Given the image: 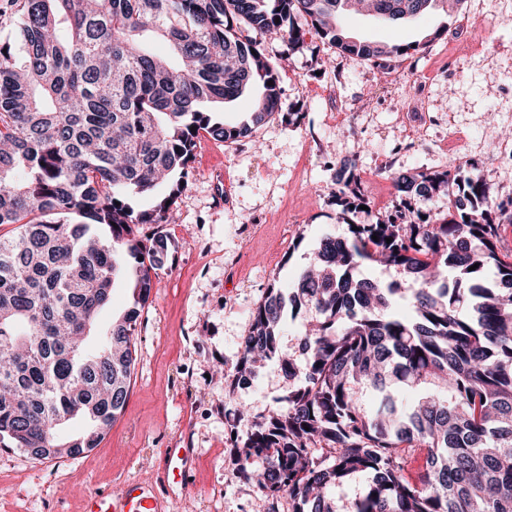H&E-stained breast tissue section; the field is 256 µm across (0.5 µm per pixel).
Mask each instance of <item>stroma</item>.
Masks as SVG:
<instances>
[{
  "instance_id": "35a3bbf8",
  "label": "stroma",
  "mask_w": 512,
  "mask_h": 512,
  "mask_svg": "<svg viewBox=\"0 0 512 512\" xmlns=\"http://www.w3.org/2000/svg\"><path fill=\"white\" fill-rule=\"evenodd\" d=\"M351 37L409 46L388 68L339 52L314 31L278 66L280 113L237 140L202 138L187 185L166 225L172 248L135 338L136 362L124 414L97 448L77 457L36 459L0 447V512H84L86 500L135 480L152 489L172 446L192 452L185 485L165 490L162 512H288L240 472L230 434L278 408L295 384L278 361L261 363L250 386L235 382L239 343L270 284L291 287L327 233L344 236L399 204L393 175L474 163L502 198L512 197V162L488 151V131L512 128V0H463L385 25L343 15ZM420 51H412V44ZM426 98L431 122L408 102ZM354 161L365 210L336 204V171Z\"/></svg>"
}]
</instances>
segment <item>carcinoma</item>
Segmentation results:
<instances>
[{"label":"carcinoma","mask_w":512,"mask_h":512,"mask_svg":"<svg viewBox=\"0 0 512 512\" xmlns=\"http://www.w3.org/2000/svg\"><path fill=\"white\" fill-rule=\"evenodd\" d=\"M23 59L0 45V442L37 458L99 445L123 413L134 338L169 253L162 231L201 134L235 140L280 109L275 67L238 24L273 32L293 53L298 19L341 52L381 66L403 48L350 41L336 16L361 0H13ZM447 0H370V16L400 20ZM159 42L160 54L151 48ZM250 122L229 127L204 109L252 92ZM396 193L429 201L464 193L467 212L432 222L397 210L324 236L318 272L290 295L270 285L251 315L236 380L279 358L299 386L234 440L242 472L292 512H338L331 487L357 474L349 512H512V261L497 251L512 198L497 200L457 167L392 177ZM336 201L368 204L344 170ZM378 240H373L372 236ZM391 242H386V239ZM375 262L403 280L358 275ZM478 268L471 269V266ZM133 303L89 345L117 278ZM408 301L414 316L399 318ZM315 312L305 362L278 357L285 303ZM405 387L423 389L404 403ZM376 392L368 411L361 395ZM74 436L62 435L71 422ZM425 450L414 478L411 452ZM261 462L263 469L253 465Z\"/></svg>","instance_id":"1"}]
</instances>
